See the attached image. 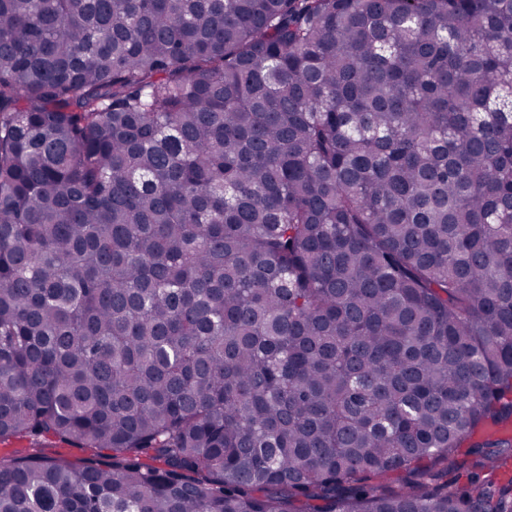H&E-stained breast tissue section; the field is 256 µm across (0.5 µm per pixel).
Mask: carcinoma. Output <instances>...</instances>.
Instances as JSON below:
<instances>
[{"mask_svg":"<svg viewBox=\"0 0 512 512\" xmlns=\"http://www.w3.org/2000/svg\"><path fill=\"white\" fill-rule=\"evenodd\" d=\"M501 425L512 0H0V439L110 452L0 512H512Z\"/></svg>","mask_w":512,"mask_h":512,"instance_id":"cac0c4a2","label":"carcinoma"}]
</instances>
